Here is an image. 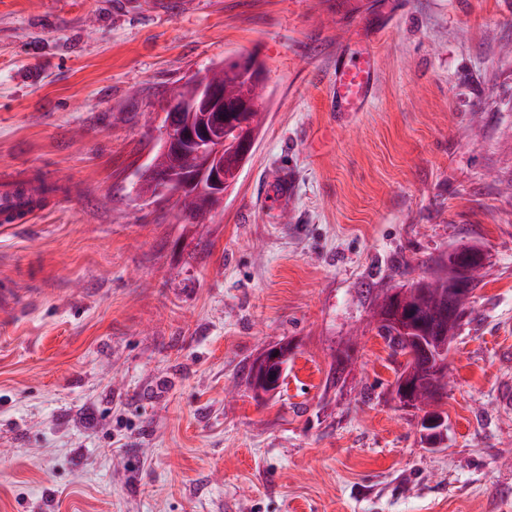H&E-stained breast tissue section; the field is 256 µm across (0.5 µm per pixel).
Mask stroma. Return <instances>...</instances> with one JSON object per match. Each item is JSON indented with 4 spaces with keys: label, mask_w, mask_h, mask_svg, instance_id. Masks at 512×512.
<instances>
[{
    "label": "stroma",
    "mask_w": 512,
    "mask_h": 512,
    "mask_svg": "<svg viewBox=\"0 0 512 512\" xmlns=\"http://www.w3.org/2000/svg\"><path fill=\"white\" fill-rule=\"evenodd\" d=\"M359 36L376 79L344 115ZM252 53L223 211L138 199L170 89ZM11 179L55 190L0 227V512H512V0H0ZM459 247L484 267L432 448L373 314ZM376 64L375 54L368 48L355 50L336 64L332 111L362 112L373 86ZM237 67L243 78L249 82L259 84L257 93L264 95L266 82L264 63L256 55H249L236 59ZM288 356V344H281L265 349L257 357L254 377L262 393L273 394L279 389L288 364Z\"/></svg>",
    "instance_id": "stroma-1"
}]
</instances>
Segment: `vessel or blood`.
Segmentation results:
<instances>
[{"mask_svg":"<svg viewBox=\"0 0 512 512\" xmlns=\"http://www.w3.org/2000/svg\"><path fill=\"white\" fill-rule=\"evenodd\" d=\"M376 74V57L372 50L361 48L347 54L334 71L336 94L333 111H362L371 92ZM41 188L38 184L0 186V223L17 224L31 219L39 208Z\"/></svg>","mask_w":512,"mask_h":512,"instance_id":"vessel-or-blood-1","label":"vessel or blood"}]
</instances>
